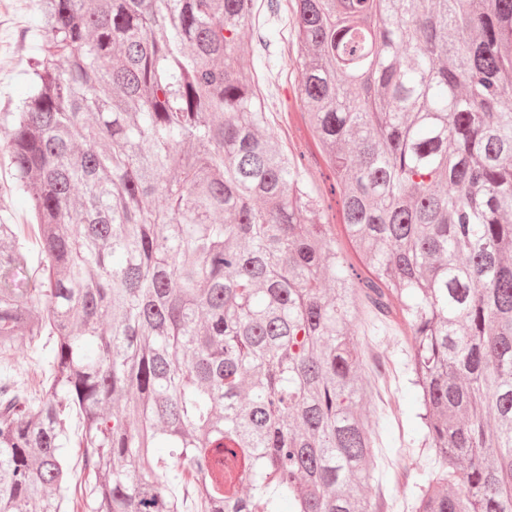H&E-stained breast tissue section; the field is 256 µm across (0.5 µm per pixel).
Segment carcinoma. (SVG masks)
I'll return each mask as SVG.
<instances>
[{
  "label": "carcinoma",
  "instance_id": "1",
  "mask_svg": "<svg viewBox=\"0 0 512 512\" xmlns=\"http://www.w3.org/2000/svg\"><path fill=\"white\" fill-rule=\"evenodd\" d=\"M286 2L342 237L239 67L258 0H36L0 364L48 358L0 374V512H80L71 448L86 512H374L358 305L411 336L414 512H512V0ZM41 358V351L36 347H24L19 354L15 362L12 364L11 373L16 374L19 378H26L27 374L29 378L32 376V371L35 368L36 363Z\"/></svg>",
  "mask_w": 512,
  "mask_h": 512
}]
</instances>
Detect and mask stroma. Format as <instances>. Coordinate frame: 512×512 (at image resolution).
I'll return each instance as SVG.
<instances>
[{
	"label": "stroma",
	"instance_id": "obj_1",
	"mask_svg": "<svg viewBox=\"0 0 512 512\" xmlns=\"http://www.w3.org/2000/svg\"><path fill=\"white\" fill-rule=\"evenodd\" d=\"M31 7V0H12L10 9L0 13V37L10 43L9 53L0 55V112L14 108L25 89L32 55L28 34ZM263 13L264 26L259 35L246 38L239 64L255 70L269 103L293 112L298 105V69L279 52L290 36L288 16L279 6H264ZM351 318L364 361L387 379L386 386L377 389L365 406V414L379 434L375 474L366 493L375 512H412L416 487L433 475L434 468L431 450L421 445L423 430L406 368L410 338L394 323L372 331L363 309L353 310Z\"/></svg>",
	"mask_w": 512,
	"mask_h": 512
}]
</instances>
